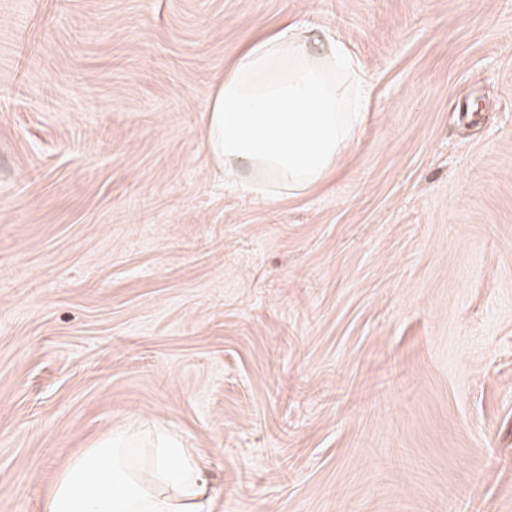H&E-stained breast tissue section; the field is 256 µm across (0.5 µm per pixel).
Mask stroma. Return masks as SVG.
I'll return each instance as SVG.
<instances>
[{
  "label": "stroma",
  "mask_w": 512,
  "mask_h": 512,
  "mask_svg": "<svg viewBox=\"0 0 512 512\" xmlns=\"http://www.w3.org/2000/svg\"><path fill=\"white\" fill-rule=\"evenodd\" d=\"M287 19L370 118L260 198L205 116ZM159 430L212 512H512V0H0V512Z\"/></svg>",
  "instance_id": "35a3bbf8"
}]
</instances>
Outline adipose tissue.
Masks as SVG:
<instances>
[{
	"mask_svg": "<svg viewBox=\"0 0 512 512\" xmlns=\"http://www.w3.org/2000/svg\"><path fill=\"white\" fill-rule=\"evenodd\" d=\"M351 77L340 88L337 71ZM368 78L338 38L306 43L295 24L250 42L207 109L216 165L244 191H300L331 175L367 119ZM118 434L74 456L43 512H203L209 490L190 448H129Z\"/></svg>",
	"mask_w": 512,
	"mask_h": 512,
	"instance_id": "adipose-tissue-1",
	"label": "adipose tissue"
}]
</instances>
